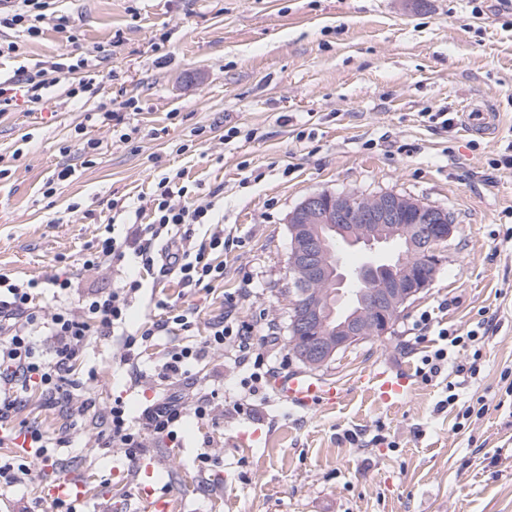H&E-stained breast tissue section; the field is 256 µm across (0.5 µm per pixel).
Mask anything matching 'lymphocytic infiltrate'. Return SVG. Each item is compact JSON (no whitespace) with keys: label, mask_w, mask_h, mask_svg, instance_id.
<instances>
[{"label":"lymphocytic infiltrate","mask_w":512,"mask_h":512,"mask_svg":"<svg viewBox=\"0 0 512 512\" xmlns=\"http://www.w3.org/2000/svg\"><path fill=\"white\" fill-rule=\"evenodd\" d=\"M55 0H0V29L16 30L28 37L43 35L45 24H53L63 33L67 42L78 43L79 36L66 16L56 15ZM87 58H69L67 62H54L50 66L36 65L33 69L19 70L16 79L0 83V115L11 111L17 94H24L28 102L41 104L44 90L53 86L57 74L68 76L66 94L71 99H81L91 92L93 82L86 76ZM175 184L171 177L155 181L151 195V221L133 224L124 238L107 237L100 240L94 253L83 261L84 269H94L123 261L126 256L139 259L146 272L159 276H176L183 287H206L223 278V265L214 263V253L231 249L233 237L223 232H213L198 243H184L178 237L184 224H205L210 220L211 203L191 206L176 204L173 200ZM37 280L19 281L0 274V428L8 429L11 418L24 403L30 389L41 395L66 404L82 383L75 375V364L93 337H115L121 350L123 364L137 368L139 348L147 346L156 336L191 331L194 323L177 308H169L166 317L144 323L135 331L126 328L127 311L133 298L142 288L138 277L127 278L118 288L94 289L86 293L78 305L68 304L42 313L35 304ZM238 301H227L223 317L215 320L207 340L199 345L173 348L154 376L159 391L139 416H130L123 401L115 400L103 411L96 402L87 398L82 402L83 411L92 415L98 429L101 448L122 449L128 460L142 457L150 437L165 436L176 439L187 413L199 419L210 418L213 411L211 398H197L193 405H185L172 387L187 374L189 363L202 362L210 353L220 351L236 366L251 371L252 383L258 384L272 374L268 356L258 352V345L271 346L277 341L273 322H265L261 336H254L252 326L240 323L237 318ZM424 331H437L443 342L430 355L424 356L418 374L424 381H431L448 368L454 360L456 348L475 347L483 336L472 329L458 336L448 330H435L431 314L420 317ZM54 340L51 351H43L41 336Z\"/></svg>","instance_id":"f902f5d3"}]
</instances>
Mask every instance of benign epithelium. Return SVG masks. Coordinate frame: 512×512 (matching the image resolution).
I'll return each instance as SVG.
<instances>
[{"label": "benign epithelium", "instance_id": "1", "mask_svg": "<svg viewBox=\"0 0 512 512\" xmlns=\"http://www.w3.org/2000/svg\"><path fill=\"white\" fill-rule=\"evenodd\" d=\"M289 272L298 287L290 330L291 347L308 366H322L336 354L388 333L393 321L434 281L441 252L455 225L447 213L393 193L371 197L321 192L305 198L288 216ZM344 238L364 262L347 269L332 257L329 238ZM358 279L369 287L366 301L336 313L319 289H341Z\"/></svg>", "mask_w": 512, "mask_h": 512}]
</instances>
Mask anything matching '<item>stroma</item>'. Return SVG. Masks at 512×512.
<instances>
[{
  "label": "stroma",
  "instance_id": "stroma-1",
  "mask_svg": "<svg viewBox=\"0 0 512 512\" xmlns=\"http://www.w3.org/2000/svg\"><path fill=\"white\" fill-rule=\"evenodd\" d=\"M81 33L79 45L46 29L20 36L0 57V82L69 53L98 49L87 100L67 98L66 82L42 105L19 102L0 115V273L26 280L67 270L79 294L114 288L130 267H82L105 231L124 235L149 223L161 174L188 189L181 205L213 202V226L240 247L217 255L222 280L185 288L145 275L130 327L163 316L159 301L194 312V342L204 341L239 298V321L271 319L279 346L276 374L301 370L288 345V215L321 192H394L447 211L456 224L431 287L390 333L336 355L322 376L343 389L333 406L298 409L270 386L250 393L249 373L216 352L190 366L185 404L214 393L212 419L187 417L177 442L150 441L153 469L131 467L121 449L98 447L90 416L70 420L32 394L12 420L77 438L56 449L59 473L80 475L91 493L74 512H140L141 493L175 494L179 512H512V168L492 158L512 142V11L499 0H58ZM134 100L139 133L121 142L94 119L103 103ZM474 102L491 105L492 134L427 121ZM236 136H228L230 128ZM97 147L83 153L87 141ZM72 168L57 182L62 168ZM56 192L45 196V185ZM430 312L466 334L481 319L495 330L480 343L478 375L416 370L435 347L416 322ZM110 338L93 339L79 366L100 405L122 398L139 414L155 397L151 380H131ZM391 366L411 372L413 394L382 407L361 380ZM459 398L440 408L449 391ZM245 395V412L233 411ZM484 415L464 416L474 398ZM385 442H374L377 431ZM210 465H202V455ZM41 462L24 486L0 483V512H57Z\"/></svg>",
  "mask_w": 512,
  "mask_h": 512
}]
</instances>
